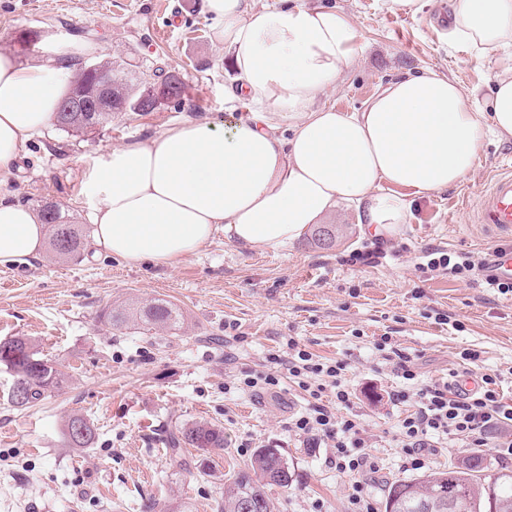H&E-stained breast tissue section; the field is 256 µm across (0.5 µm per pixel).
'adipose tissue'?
I'll return each instance as SVG.
<instances>
[{
  "mask_svg": "<svg viewBox=\"0 0 512 512\" xmlns=\"http://www.w3.org/2000/svg\"><path fill=\"white\" fill-rule=\"evenodd\" d=\"M449 41L477 57L512 45V0H450ZM215 39L253 109L224 124L186 121L112 149L88 172L94 242L137 266H174L222 231L242 249L282 250L333 210L355 204L365 233L407 223L409 194L468 176L487 134L512 137V62L493 77L488 112L476 92L428 70L387 82L361 110L324 97L341 85L360 32L336 6L301 0H206ZM71 72L52 54L22 65L0 52V180L47 127ZM37 212L0 192V263L37 257Z\"/></svg>",
  "mask_w": 512,
  "mask_h": 512,
  "instance_id": "ef3b65f1",
  "label": "adipose tissue"
}]
</instances>
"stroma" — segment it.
I'll return each mask as SVG.
<instances>
[{
	"mask_svg": "<svg viewBox=\"0 0 512 512\" xmlns=\"http://www.w3.org/2000/svg\"><path fill=\"white\" fill-rule=\"evenodd\" d=\"M351 16L362 50L345 82L325 98L353 112L387 81L432 69L487 101L501 59H481L441 34L448 0H425L409 14L386 0H330ZM37 31L23 46L19 31ZM32 63L60 51L70 63L112 60L146 76L178 75L188 87L182 105L119 112L110 126L66 132L49 125L29 142L0 191L32 209L51 203L67 222L94 232L93 201L82 193L90 164L123 143L189 119L246 116L231 91L235 73L215 41L205 0H0V50ZM512 162V139L487 136L473 171L448 189L414 197L408 223L390 237L364 236L360 213L338 202L325 218L335 225L329 246L305 234L280 251L239 249L215 233L177 266H130L85 243L75 259L48 251L0 264V341L30 338L66 377L64 387L18 409L8 400L12 376L0 366V512H142L160 499L188 512H215L235 473L261 448L287 458L290 487H267L274 512H346V478L288 429L304 412L303 392L288 379L268 392L235 388L242 372L269 369L296 339L324 359L350 364L347 383L375 448L380 471L369 487L384 501L390 483L413 478L400 462L395 427L409 411L386 396L398 385L372 343L391 337L422 380L456 372L499 373L512 400V294L419 267L425 248L482 256L499 239L474 221L491 171ZM375 252L369 264L350 255ZM164 299L185 314L181 329L110 328L107 305ZM481 351L474 368L460 355ZM75 414L97 430L88 448L69 447L66 420ZM206 421L224 433V447L182 451L172 463V432Z\"/></svg>",
	"mask_w": 512,
	"mask_h": 512,
	"instance_id": "stroma-1",
	"label": "stroma"
}]
</instances>
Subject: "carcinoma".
Segmentation results:
<instances>
[{
    "mask_svg": "<svg viewBox=\"0 0 512 512\" xmlns=\"http://www.w3.org/2000/svg\"><path fill=\"white\" fill-rule=\"evenodd\" d=\"M103 66L112 72L113 105L137 97L141 76L110 61ZM55 118L60 121L59 128L67 131L92 130L112 123L110 112H57ZM41 215L52 226L49 246L54 256L70 259L80 254L86 237L82 225L64 222L58 208L51 204L41 207ZM100 318L115 329L132 322L149 331L173 330L185 322L181 309L163 299L117 309L109 305L102 310ZM0 365L11 373L13 382L26 386L28 396L24 401L9 397L16 408H27L64 384L63 374L24 337L0 341ZM65 437L73 448H88L95 441L96 429L86 418L73 415L66 423ZM187 447L203 452L222 449L224 434L207 422L187 424L171 436L168 450L176 459ZM287 468L288 462L278 449H259L247 468L237 472L217 512H243L241 504L249 498L261 501L260 512H273L265 488L290 486L292 475ZM421 504L427 505V512H512V470L469 459L451 463L446 469L396 480L388 486L385 512H415Z\"/></svg>",
    "mask_w": 512,
    "mask_h": 512,
    "instance_id": "obj_1",
    "label": "carcinoma"
}]
</instances>
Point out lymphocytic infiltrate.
I'll list each match as a JSON object with an SVG mask.
<instances>
[{"mask_svg":"<svg viewBox=\"0 0 512 512\" xmlns=\"http://www.w3.org/2000/svg\"><path fill=\"white\" fill-rule=\"evenodd\" d=\"M427 269L470 280L486 265L484 258L465 252L428 249ZM283 364L295 383L312 400L311 407L294 417L290 431L334 451L337 470L348 477L351 493L348 512H376L363 476L373 466L370 440L358 414L352 413L354 394L346 383L345 360L323 361L289 340ZM384 360L392 362L402 386L389 390L391 403L410 405L412 411L398 427L397 441L410 456L414 469L427 467L433 448L487 447L490 429H502L495 443L500 458L512 459V401L498 391L499 374L483 375L475 389L464 390L446 380L420 381L407 356L401 355L390 337L374 344Z\"/></svg>","mask_w":512,"mask_h":512,"instance_id":"lymphocytic-infiltrate-1","label":"lymphocytic infiltrate"}]
</instances>
